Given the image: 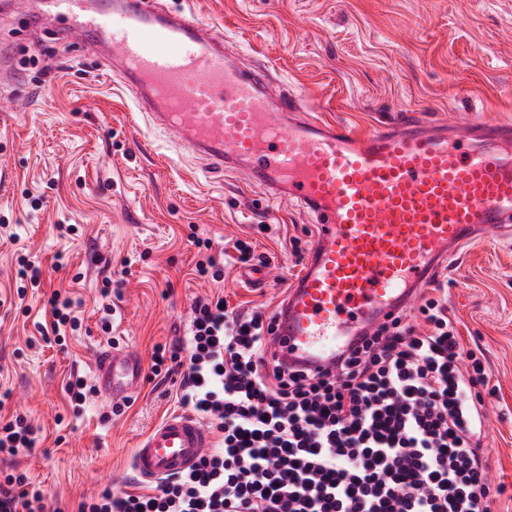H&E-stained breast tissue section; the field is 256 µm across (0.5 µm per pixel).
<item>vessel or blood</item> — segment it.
<instances>
[{
  "label": "vessel or blood",
  "mask_w": 512,
  "mask_h": 512,
  "mask_svg": "<svg viewBox=\"0 0 512 512\" xmlns=\"http://www.w3.org/2000/svg\"><path fill=\"white\" fill-rule=\"evenodd\" d=\"M79 48L103 44L143 116L202 156L210 173L244 172L270 195L305 205L317 230L300 275L275 310L269 348L286 368L335 373L358 337L403 317L475 232L512 223V125L460 129L414 121L361 131L304 117L268 65L239 66L223 38L154 0H51ZM97 394L128 401L143 384L139 356L111 346L91 362ZM213 446L204 422L174 413L142 436L131 469L154 482Z\"/></svg>",
  "instance_id": "b4317fda"
}]
</instances>
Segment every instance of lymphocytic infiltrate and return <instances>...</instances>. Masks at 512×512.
Here are the masks:
<instances>
[{"label":"lymphocytic infiltrate","instance_id":"f902f5d3","mask_svg":"<svg viewBox=\"0 0 512 512\" xmlns=\"http://www.w3.org/2000/svg\"><path fill=\"white\" fill-rule=\"evenodd\" d=\"M192 313L186 345L154 346L150 375L183 369L175 395L214 448L150 491L106 489L78 512H494L505 487L480 452L490 376L444 298L422 296V326L394 321L328 377L281 368L262 311L219 296ZM43 499L25 474L0 481V512Z\"/></svg>","mask_w":512,"mask_h":512}]
</instances>
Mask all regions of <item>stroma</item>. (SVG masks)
I'll return each mask as SVG.
<instances>
[{
    "mask_svg": "<svg viewBox=\"0 0 512 512\" xmlns=\"http://www.w3.org/2000/svg\"><path fill=\"white\" fill-rule=\"evenodd\" d=\"M212 25L240 62L261 61L320 117L368 127L413 115L432 124L512 121V0H157ZM47 54L30 64L34 45ZM0 420L24 415L31 450L0 454V472H25L47 512H76L104 489L144 491L131 476L138 439L179 411L170 383L144 381L121 414L88 397L67 402L73 371L88 373L99 345L137 351L187 338L191 305L223 294L273 314L300 273L316 219L270 198L238 173H205L204 160L157 133L121 86L105 51L82 52L54 31L31 30L0 10ZM280 224L288 242L263 233ZM223 264L214 282L195 273L192 238ZM271 256V277L238 276L228 241ZM42 270L23 287L20 260ZM448 314L465 348H480L497 388L483 453L512 512V237L468 250L440 273ZM25 297H18V288ZM63 289L80 325L65 346L35 325L46 292Z\"/></svg>",
    "mask_w": 512,
    "mask_h": 512,
    "instance_id": "1",
    "label": "stroma"
}]
</instances>
